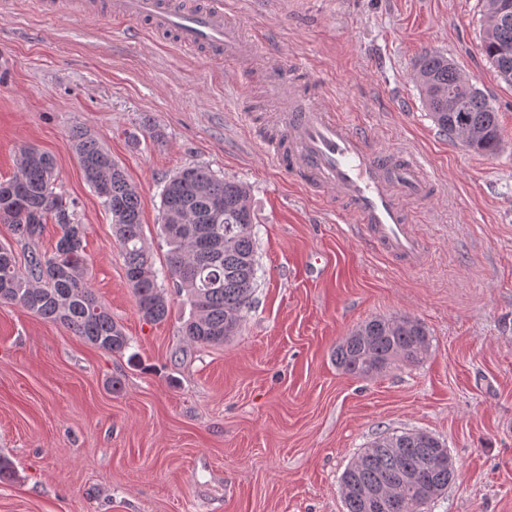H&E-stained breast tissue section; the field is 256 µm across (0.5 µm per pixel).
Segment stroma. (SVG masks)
<instances>
[{"mask_svg": "<svg viewBox=\"0 0 512 512\" xmlns=\"http://www.w3.org/2000/svg\"><path fill=\"white\" fill-rule=\"evenodd\" d=\"M230 2L262 39L241 71L149 31L128 39L130 23L106 15L0 0V180L22 148L53 157L87 228L92 287L141 359L0 304V455L16 471L0 512H346L345 469L381 433L408 430L444 441L457 469L423 512H512V86L480 50L485 0ZM429 49L497 111L496 155L439 134L414 78ZM273 67L375 147L426 158L435 195L406 203L424 270L367 249L260 152L275 130ZM77 128L137 186L160 270L166 176L200 164L249 185L258 287L238 335L187 346L177 299L167 320H143L112 216L79 167ZM403 315L432 335L424 361L366 379L337 366L352 328Z\"/></svg>", "mask_w": 512, "mask_h": 512, "instance_id": "1", "label": "stroma"}]
</instances>
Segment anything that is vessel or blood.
Segmentation results:
<instances>
[{
    "instance_id": "1",
    "label": "vessel or blood",
    "mask_w": 512,
    "mask_h": 512,
    "mask_svg": "<svg viewBox=\"0 0 512 512\" xmlns=\"http://www.w3.org/2000/svg\"><path fill=\"white\" fill-rule=\"evenodd\" d=\"M107 8L116 18L167 33L181 48L231 63L248 65L254 38L244 35L224 9L223 0H86L84 12ZM279 95L275 139L263 141L265 153L338 215L358 224L363 241L412 271L426 267L428 254L404 203L429 196L432 184L415 155L381 151L368 133L334 117L328 105L312 102L304 88L277 69L269 71Z\"/></svg>"
}]
</instances>
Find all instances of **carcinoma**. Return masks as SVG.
<instances>
[{"label": "carcinoma", "instance_id": "cac0c4a2", "mask_svg": "<svg viewBox=\"0 0 512 512\" xmlns=\"http://www.w3.org/2000/svg\"><path fill=\"white\" fill-rule=\"evenodd\" d=\"M481 52L496 76L512 85V14L484 20ZM415 80L438 129L467 151L493 155L502 146L497 112L455 63L430 50L416 62ZM85 180L112 214L115 242L125 257L126 279L138 312L148 322L169 316L163 279L190 307L182 334L191 346L224 344L226 314L244 319L254 300L257 279L256 235L249 189L201 165L187 166L164 182L160 193V235L168 246L164 270L155 268L142 233V199L112 154L83 131L72 135ZM53 158L36 149L21 152L13 175L0 181V221L14 235L40 238L45 224L59 229L54 251H30L24 269L12 249L0 243V303L20 306L63 324L108 354H124L130 339L112 319L90 285L83 242L85 225L75 221L74 202L56 192ZM220 240L214 249L212 240ZM425 325L409 316L373 317L361 322L337 345L336 365L359 378L379 376L399 362L419 363ZM402 451L380 448L342 475L346 512H365V492L402 471L416 473L405 491L404 512L439 496L454 478L448 473V448L434 435L425 440L413 431L397 435Z\"/></svg>", "mask_w": 512, "mask_h": 512}]
</instances>
